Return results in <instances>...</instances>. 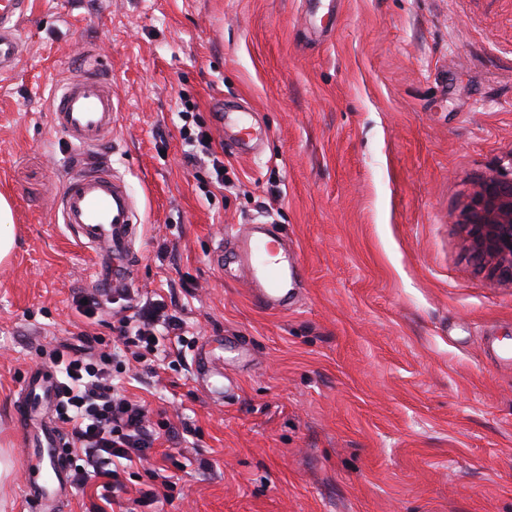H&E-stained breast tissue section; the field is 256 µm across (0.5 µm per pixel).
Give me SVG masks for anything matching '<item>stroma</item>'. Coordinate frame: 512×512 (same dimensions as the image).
Returning <instances> with one entry per match:
<instances>
[{
	"mask_svg": "<svg viewBox=\"0 0 512 512\" xmlns=\"http://www.w3.org/2000/svg\"><path fill=\"white\" fill-rule=\"evenodd\" d=\"M27 50L0 79V194L16 249L0 264V512H27L16 420L28 372L57 342L114 336L94 255L53 202L80 155L55 131L60 80L94 55L112 137L93 160L139 213L132 289L184 321L158 376L126 389L172 427L150 462L183 464L151 512H512V282L473 260L462 212L512 169V0H31ZM211 134L227 100L267 132L255 154L213 147L232 186L209 193L183 154L181 98ZM275 224L304 288L260 311L211 251ZM99 295L96 320L79 315ZM236 387L192 378L197 349Z\"/></svg>",
	"mask_w": 512,
	"mask_h": 512,
	"instance_id": "1",
	"label": "stroma"
}]
</instances>
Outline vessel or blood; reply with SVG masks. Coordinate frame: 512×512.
I'll list each match as a JSON object with an SVG mask.
<instances>
[{
  "label": "vessel or blood",
  "instance_id": "b4317fda",
  "mask_svg": "<svg viewBox=\"0 0 512 512\" xmlns=\"http://www.w3.org/2000/svg\"><path fill=\"white\" fill-rule=\"evenodd\" d=\"M29 0H0V78L10 75L24 53L20 23ZM116 110L112 85L98 67L90 66L63 84L52 102L51 119L56 131L80 150H90L112 135ZM235 137L228 147L250 153L263 133L252 112L235 113ZM62 224L86 240L101 262L99 272L107 287H128L136 265L132 251L135 207L125 183L106 168H85L65 174L63 188L54 202ZM236 250L234 276L246 280L255 301L271 310H287L290 286H303V269L290 257L282 236L270 224H248L233 234ZM57 380L49 371L31 373L25 393L17 402L24 443L38 463L25 488L33 512H57L70 495L69 465L57 424L36 415L37 407L53 402Z\"/></svg>",
  "mask_w": 512,
  "mask_h": 512
}]
</instances>
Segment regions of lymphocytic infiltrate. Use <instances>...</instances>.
Returning <instances> with one entry per match:
<instances>
[{"mask_svg": "<svg viewBox=\"0 0 512 512\" xmlns=\"http://www.w3.org/2000/svg\"><path fill=\"white\" fill-rule=\"evenodd\" d=\"M180 134L188 158L204 157L212 184L224 185V162L212 146V135L195 113L196 106L182 99ZM117 346L104 343L77 349L63 344L48 354L58 381L56 416L67 429L78 462L72 482L78 488H94L101 502L96 512H107L125 490L123 476L134 462L149 457L166 425L153 421L146 405L130 400L118 386L125 356L143 367L152 357L161 336L184 339L182 319L163 304L141 305L117 320Z\"/></svg>", "mask_w": 512, "mask_h": 512, "instance_id": "lymphocytic-infiltrate-1", "label": "lymphocytic infiltrate"}]
</instances>
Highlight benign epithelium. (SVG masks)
<instances>
[{
  "instance_id": "benign-epithelium-1",
  "label": "benign epithelium",
  "mask_w": 512,
  "mask_h": 512,
  "mask_svg": "<svg viewBox=\"0 0 512 512\" xmlns=\"http://www.w3.org/2000/svg\"><path fill=\"white\" fill-rule=\"evenodd\" d=\"M464 225L477 262L512 281V173L499 171L483 180L471 197Z\"/></svg>"
}]
</instances>
